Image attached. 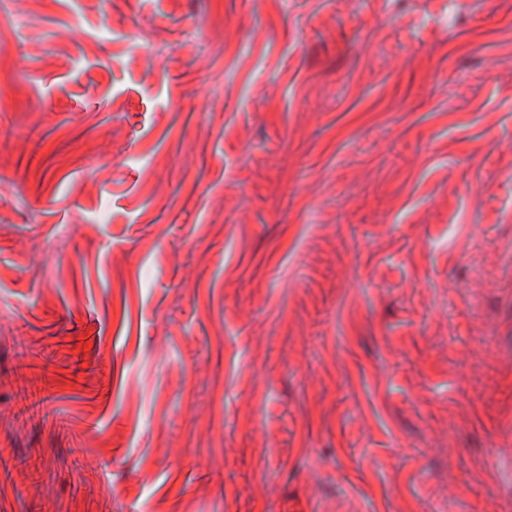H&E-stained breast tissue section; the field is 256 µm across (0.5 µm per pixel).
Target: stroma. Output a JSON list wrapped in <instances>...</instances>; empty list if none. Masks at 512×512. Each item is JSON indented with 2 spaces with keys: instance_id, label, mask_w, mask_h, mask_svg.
I'll return each instance as SVG.
<instances>
[{
  "instance_id": "1",
  "label": "stroma",
  "mask_w": 512,
  "mask_h": 512,
  "mask_svg": "<svg viewBox=\"0 0 512 512\" xmlns=\"http://www.w3.org/2000/svg\"><path fill=\"white\" fill-rule=\"evenodd\" d=\"M0 512H512V0H0Z\"/></svg>"
}]
</instances>
